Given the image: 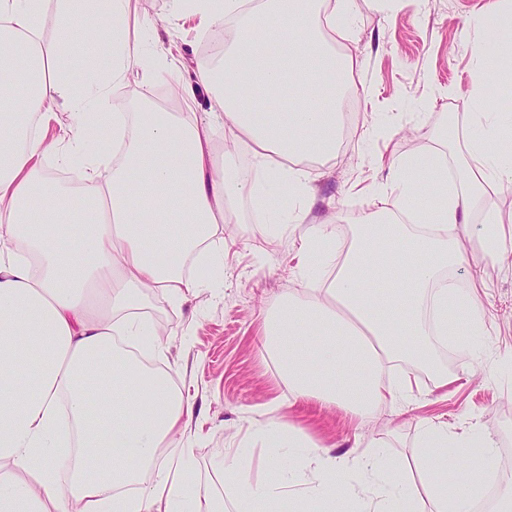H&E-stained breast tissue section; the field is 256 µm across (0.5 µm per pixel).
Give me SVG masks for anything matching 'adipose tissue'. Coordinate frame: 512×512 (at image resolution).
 Listing matches in <instances>:
<instances>
[{"mask_svg":"<svg viewBox=\"0 0 512 512\" xmlns=\"http://www.w3.org/2000/svg\"><path fill=\"white\" fill-rule=\"evenodd\" d=\"M170 3L172 14L194 16L202 28L233 23L217 64L176 66L164 21L141 12L140 0H0V512H280L285 502L290 512H473L493 477L496 443L481 428L460 438L432 421L420 430L414 483L397 460L333 456L301 429L270 420L225 461L219 486L200 491L179 441L191 403L126 347L160 346L146 296L177 302L210 287L184 277L183 266L191 257L221 263L213 236L234 199L260 200L273 218L285 192L300 202L289 221L301 228V270L339 258L326 287L286 295L264 317L263 349L294 401L363 419L412 396L414 377L388 379L391 365L453 383L438 349L483 335L486 283L461 289L441 273L466 263L463 242L475 222L493 228L480 240L486 254L512 249V215L489 200L498 181L512 180V114L487 105L483 83L497 53L498 85L512 97V0H487L471 45L473 110L438 134L463 140V161L393 159L380 205L355 218L340 252L334 225L306 221V162L336 153L337 96L353 65L352 55L331 49L347 32L328 0ZM133 22L152 32L158 64L174 71L178 103L195 86L210 92L224 149L194 114L147 100L136 112L111 108V89L143 61L130 48ZM85 34L111 41L112 52L75 76L67 55ZM322 85L325 94L310 95ZM275 93L287 111H267ZM59 107L73 120L50 139ZM91 112L111 124L120 155L87 138ZM242 148L265 170L266 186L242 176L234 160ZM49 157L78 164L81 187L48 175ZM79 196L87 207L76 206ZM452 309L460 323H449ZM257 446L265 450L258 468ZM128 483L140 492L120 493Z\"/></svg>","mask_w":512,"mask_h":512,"instance_id":"adipose-tissue-1","label":"adipose tissue"}]
</instances>
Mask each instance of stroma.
Returning a JSON list of instances; mask_svg holds the SVG:
<instances>
[{"mask_svg":"<svg viewBox=\"0 0 512 512\" xmlns=\"http://www.w3.org/2000/svg\"><path fill=\"white\" fill-rule=\"evenodd\" d=\"M485 3L382 0L373 7L367 0H341L336 19L349 26L351 38L337 50L354 56V92L344 102L343 145L313 168L308 223L333 221L337 240L349 245L354 217L368 208L361 188L387 178L377 155L444 151L439 129L472 109L470 43ZM142 8L168 18L175 53L189 66L220 59L215 45L222 25L199 33L194 21L170 17L168 0H142ZM236 209V220L220 225L216 236L224 264L213 272L214 287L176 304L159 293L145 301L163 330L162 353L149 350L145 356L191 398L193 414L183 439L202 482L214 479L225 454L249 430L271 418L303 429L334 455H357L375 441L382 455L396 459L410 456L424 421L447 424L459 436L477 422L498 442L493 468L512 475V465L504 463L512 456V371L501 364L512 356V263L477 248L487 225L474 224L466 243L468 264L456 272L460 283L474 273L487 283L480 296L486 315L482 351L452 348L442 362L459 374L458 382L443 388L420 374L411 405L383 404L361 421L336 408L293 401L264 353L265 311L276 309L288 292H303L309 278L298 266V229L283 226L271 237L248 199L238 200Z\"/></svg>","mask_w":512,"mask_h":512,"instance_id":"stroma-1","label":"stroma"}]
</instances>
